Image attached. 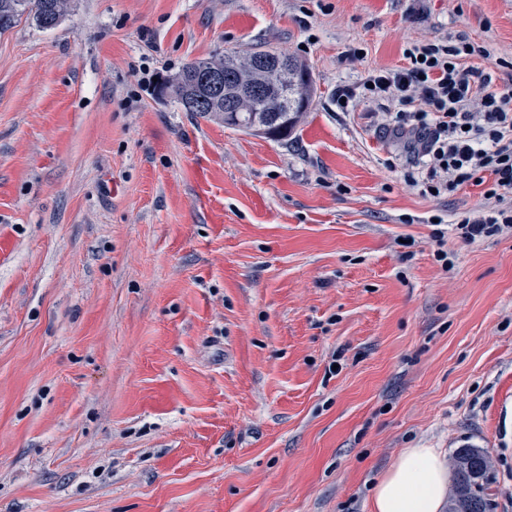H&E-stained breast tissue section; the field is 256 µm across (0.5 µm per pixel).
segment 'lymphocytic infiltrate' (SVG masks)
Segmentation results:
<instances>
[{"instance_id": "1", "label": "lymphocytic infiltrate", "mask_w": 512, "mask_h": 512, "mask_svg": "<svg viewBox=\"0 0 512 512\" xmlns=\"http://www.w3.org/2000/svg\"><path fill=\"white\" fill-rule=\"evenodd\" d=\"M486 55L463 37L411 41L404 65L373 70L358 89L337 93L343 111L357 97L395 108L386 128L406 153V183L421 196L485 185L484 209L459 213L453 223L470 243L512 237V87L472 66Z\"/></svg>"}]
</instances>
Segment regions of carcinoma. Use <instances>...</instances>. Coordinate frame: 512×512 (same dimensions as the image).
Returning a JSON list of instances; mask_svg holds the SVG:
<instances>
[{
    "label": "carcinoma",
    "mask_w": 512,
    "mask_h": 512,
    "mask_svg": "<svg viewBox=\"0 0 512 512\" xmlns=\"http://www.w3.org/2000/svg\"><path fill=\"white\" fill-rule=\"evenodd\" d=\"M66 10L65 0H0V33L11 29L23 15L40 28H52ZM205 63L224 68L227 86L255 88L260 96L237 112L224 111V101L207 97L201 84L195 82ZM163 91L173 94L183 111L193 116L219 119L228 126L284 138L310 109L314 82L308 66L297 57L256 51L244 58L222 55L191 62L165 83ZM451 468L454 487L448 498V512H495V478L488 451L469 446L457 448L451 456Z\"/></svg>",
    "instance_id": "cac0c4a2"
}]
</instances>
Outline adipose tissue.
Instances as JSON below:
<instances>
[{"label":"adipose tissue","mask_w":512,"mask_h":512,"mask_svg":"<svg viewBox=\"0 0 512 512\" xmlns=\"http://www.w3.org/2000/svg\"><path fill=\"white\" fill-rule=\"evenodd\" d=\"M449 481L440 449H405L376 483L371 512H443Z\"/></svg>","instance_id":"ef3b65f1"}]
</instances>
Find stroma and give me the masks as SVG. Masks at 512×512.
I'll use <instances>...</instances> for the list:
<instances>
[{
  "instance_id": "1",
  "label": "stroma",
  "mask_w": 512,
  "mask_h": 512,
  "mask_svg": "<svg viewBox=\"0 0 512 512\" xmlns=\"http://www.w3.org/2000/svg\"><path fill=\"white\" fill-rule=\"evenodd\" d=\"M458 35L512 85V0H70L0 33V512H370L404 449L464 445L512 512V238H459L483 187L409 190L379 105L335 104ZM258 50L312 71L288 139L160 91Z\"/></svg>"
}]
</instances>
